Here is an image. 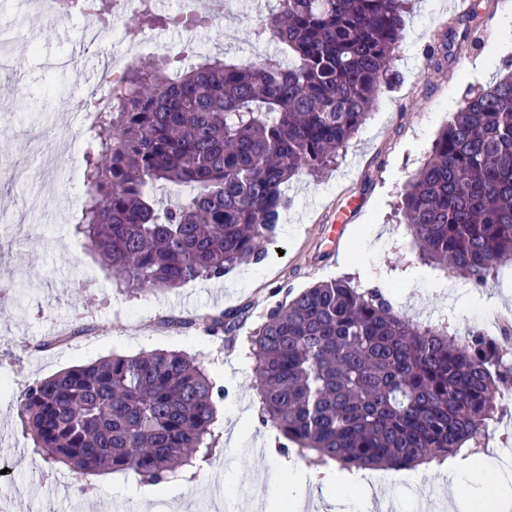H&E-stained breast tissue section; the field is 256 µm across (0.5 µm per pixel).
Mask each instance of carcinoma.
Segmentation results:
<instances>
[{
	"instance_id": "carcinoma-1",
	"label": "carcinoma",
	"mask_w": 512,
	"mask_h": 512,
	"mask_svg": "<svg viewBox=\"0 0 512 512\" xmlns=\"http://www.w3.org/2000/svg\"><path fill=\"white\" fill-rule=\"evenodd\" d=\"M409 0H275L254 61L196 55L126 67L88 126L81 233L129 290L179 288L261 262L295 175L321 176L364 125L394 62ZM137 25L197 27L142 0ZM190 192L164 206L153 190ZM422 258L479 284L512 259V59L466 96L400 201ZM243 312L201 316L230 335ZM261 420L313 466L401 470L478 444L512 363L477 330L413 322L343 279L270 310L250 336ZM224 387L179 351L76 365L28 384L17 415L50 464L168 481L212 458Z\"/></svg>"
}]
</instances>
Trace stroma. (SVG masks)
<instances>
[{"label":"stroma","mask_w":512,"mask_h":512,"mask_svg":"<svg viewBox=\"0 0 512 512\" xmlns=\"http://www.w3.org/2000/svg\"><path fill=\"white\" fill-rule=\"evenodd\" d=\"M412 0L395 67L399 82L386 91L335 167L315 179L293 177L278 234L261 263L237 266L221 279L196 280L171 290L125 291L118 278L83 247L76 232L84 203L77 177L86 151L81 139L52 152L57 184L13 185L0 178V204L14 247L0 246V512H264L280 493L277 461L267 451L277 435L262 424L254 360L248 336L267 312L321 281L345 278L359 291L381 289L396 311L417 322L465 334L478 327L499 340L512 337V260L484 286L460 287V279L423 262L397 205L407 183L467 92L487 86L500 62L512 58V0ZM268 0L229 4L222 22L198 29L206 53L246 61L273 53L253 29ZM0 16L13 26L18 65L0 69V167L26 164L29 133L54 134L81 115L71 96L76 84L95 83L129 36L122 22L85 51L80 21L47 22L30 0H0ZM243 309L234 341L205 338L190 319ZM67 342L41 349L58 332ZM180 351L196 358L223 385L213 434L218 447L208 463L183 470L162 487L123 472L80 476L50 465L33 450L17 417L24 386L63 369L115 354ZM480 451L492 462L464 474L466 495L480 483L512 473V384L500 392L499 410ZM387 472L370 468L366 485L336 486L308 498L305 512H358L380 497L395 512H454L448 478L422 473L420 480L384 484Z\"/></svg>","instance_id":"1"}]
</instances>
